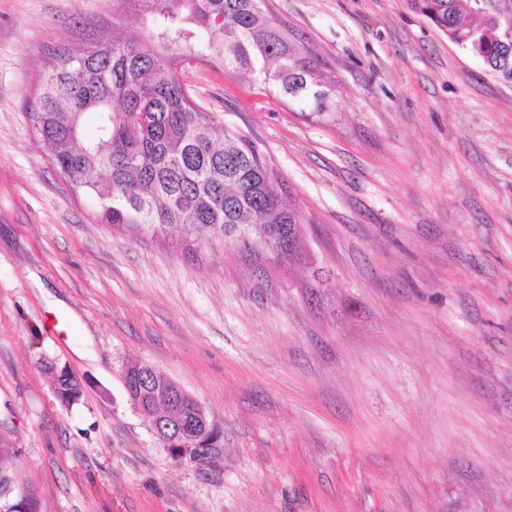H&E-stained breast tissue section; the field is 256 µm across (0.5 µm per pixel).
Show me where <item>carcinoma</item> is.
<instances>
[{
  "label": "carcinoma",
  "instance_id": "1",
  "mask_svg": "<svg viewBox=\"0 0 512 512\" xmlns=\"http://www.w3.org/2000/svg\"><path fill=\"white\" fill-rule=\"evenodd\" d=\"M448 40L470 52L498 53L494 24H475L461 0H406ZM148 19L146 36L119 25L99 42H67L48 51L33 129L70 192L90 198L99 220L186 240L224 237L246 250L250 224L268 226V253L288 261L296 211L282 201L279 177L245 136L218 131L212 113L185 82L191 64L244 73L273 93L327 107L314 60L275 17L268 0H113ZM54 393L76 404L81 382L50 368ZM131 405L149 415L169 412L140 385V366L121 373Z\"/></svg>",
  "mask_w": 512,
  "mask_h": 512
}]
</instances>
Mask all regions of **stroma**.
Instances as JSON below:
<instances>
[{
    "mask_svg": "<svg viewBox=\"0 0 512 512\" xmlns=\"http://www.w3.org/2000/svg\"><path fill=\"white\" fill-rule=\"evenodd\" d=\"M269 4L325 111L221 69L187 84L279 176L303 265L96 220L28 114L49 49L142 18L0 0V433L41 512H512V85L406 0ZM130 360L221 448H162ZM123 384L130 404L135 406L141 403L147 411L148 415L163 414L169 412V407L165 402L152 403L147 394H145L140 385L143 383L141 371L138 362H130L126 364L121 373ZM53 374L54 393L60 403L65 407L76 404L82 394L81 382L65 368L50 367Z\"/></svg>",
    "mask_w": 512,
    "mask_h": 512,
    "instance_id": "stroma-1",
    "label": "stroma"
}]
</instances>
